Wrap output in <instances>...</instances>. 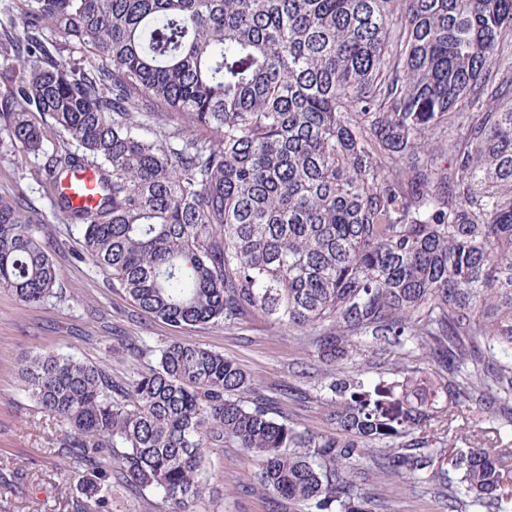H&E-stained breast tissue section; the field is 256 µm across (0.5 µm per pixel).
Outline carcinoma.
I'll return each instance as SVG.
<instances>
[{
    "instance_id": "obj_1",
    "label": "carcinoma",
    "mask_w": 512,
    "mask_h": 512,
    "mask_svg": "<svg viewBox=\"0 0 512 512\" xmlns=\"http://www.w3.org/2000/svg\"><path fill=\"white\" fill-rule=\"evenodd\" d=\"M12 9L0 154L46 157L78 258L171 327L260 316L327 367L314 433L186 339L125 383L25 360L21 390L69 425L74 512H109L114 485L195 512L224 447L304 512H375L363 461L447 512H512V0ZM86 167L98 200L73 209L59 180ZM35 223L0 198V291L31 306L61 298ZM362 346L400 351L394 380L367 376Z\"/></svg>"
}]
</instances>
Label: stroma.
<instances>
[{"instance_id":"stroma-1","label":"stroma","mask_w":512,"mask_h":512,"mask_svg":"<svg viewBox=\"0 0 512 512\" xmlns=\"http://www.w3.org/2000/svg\"><path fill=\"white\" fill-rule=\"evenodd\" d=\"M44 162V156L21 151L0 157V196L31 203L38 236L61 269L63 292L62 299L40 306L0 292V512H73L81 495L79 476L60 446L64 425L19 386L23 360L41 351L103 366L114 381L125 382L155 363L161 346L182 337L238 362L291 421L314 432L328 429L315 401L323 366L298 337L256 316L240 324L175 329L141 312L105 275L76 260L79 235L41 189ZM254 471L242 450L215 449L197 512H288L287 501L273 498ZM355 480L363 493L380 498L384 512H446L429 486L365 466Z\"/></svg>"}]
</instances>
